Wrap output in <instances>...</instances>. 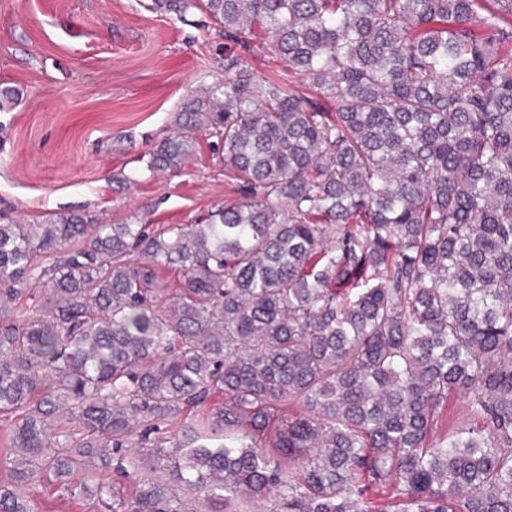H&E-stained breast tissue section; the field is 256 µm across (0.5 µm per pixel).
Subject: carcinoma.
<instances>
[{"instance_id": "obj_1", "label": "carcinoma", "mask_w": 512, "mask_h": 512, "mask_svg": "<svg viewBox=\"0 0 512 512\" xmlns=\"http://www.w3.org/2000/svg\"><path fill=\"white\" fill-rule=\"evenodd\" d=\"M198 1L224 82L146 168L204 129L245 200L0 224V512H512V0ZM466 398L464 394L452 395L448 399L447 405L439 410L438 429L440 431L448 430L451 432L458 424L461 417L465 414ZM33 503L36 512H85L80 500L61 497L53 486L44 484L36 487Z\"/></svg>"}]
</instances>
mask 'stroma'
Listing matches in <instances>:
<instances>
[{
    "label": "stroma",
    "mask_w": 512,
    "mask_h": 512,
    "mask_svg": "<svg viewBox=\"0 0 512 512\" xmlns=\"http://www.w3.org/2000/svg\"><path fill=\"white\" fill-rule=\"evenodd\" d=\"M224 80V30L157 0H0V222L193 224L235 198L220 149L180 172L122 174L188 99Z\"/></svg>",
    "instance_id": "stroma-1"
}]
</instances>
